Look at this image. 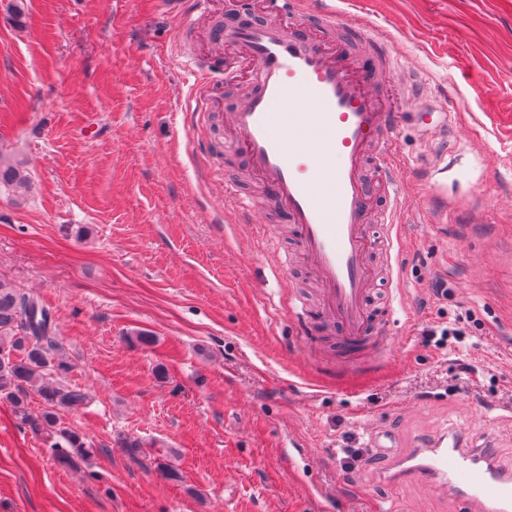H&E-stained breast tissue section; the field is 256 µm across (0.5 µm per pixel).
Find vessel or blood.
Wrapping results in <instances>:
<instances>
[{
  "mask_svg": "<svg viewBox=\"0 0 512 512\" xmlns=\"http://www.w3.org/2000/svg\"><path fill=\"white\" fill-rule=\"evenodd\" d=\"M210 38L231 55L224 81L253 89L228 114L236 153L291 224L321 294L319 324L337 364L389 333L395 308L368 306L377 266L393 271V230L404 207L397 172L404 114L389 103L397 58L386 32L364 29L334 6L302 9L300 0H264L214 26ZM225 201L252 222L256 209L232 181ZM384 227L372 239L375 201ZM415 477L456 497L460 512H512V473L487 452L440 438L403 459L388 480Z\"/></svg>",
  "mask_w": 512,
  "mask_h": 512,
  "instance_id": "vessel-or-blood-1",
  "label": "vessel or blood"
}]
</instances>
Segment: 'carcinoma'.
I'll return each instance as SVG.
<instances>
[{
    "label": "carcinoma",
    "instance_id": "cac0c4a2",
    "mask_svg": "<svg viewBox=\"0 0 512 512\" xmlns=\"http://www.w3.org/2000/svg\"><path fill=\"white\" fill-rule=\"evenodd\" d=\"M29 185L24 163L0 154V189L22 196ZM73 365L55 336L51 311L30 295L0 280V402L17 422L52 441L65 466L91 454L84 435L61 425L60 414L86 403L87 393L65 382ZM36 391L42 409L29 407L26 388Z\"/></svg>",
    "mask_w": 512,
    "mask_h": 512
}]
</instances>
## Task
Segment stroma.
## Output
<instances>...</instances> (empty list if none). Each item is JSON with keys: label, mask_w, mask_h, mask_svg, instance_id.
Masks as SVG:
<instances>
[{"label": "stroma", "mask_w": 512, "mask_h": 512, "mask_svg": "<svg viewBox=\"0 0 512 512\" xmlns=\"http://www.w3.org/2000/svg\"><path fill=\"white\" fill-rule=\"evenodd\" d=\"M8 6L0 151L32 185L0 194V279L54 313L89 394L61 418L95 449L61 465L0 404V512H458L420 481L390 485L397 462L457 433L512 467V0H335L456 115L453 143L414 120L399 134L395 274L372 302L402 307L389 352L346 368L308 357L329 338L282 302L313 294L287 226L241 222L223 177H201L239 167L219 120L244 90L208 100L195 76L224 63L210 30L229 0L188 32L156 0H28L20 24ZM455 318L466 337L438 348L428 329ZM341 448L361 449L355 469Z\"/></svg>", "instance_id": "35a3bbf8"}]
</instances>
